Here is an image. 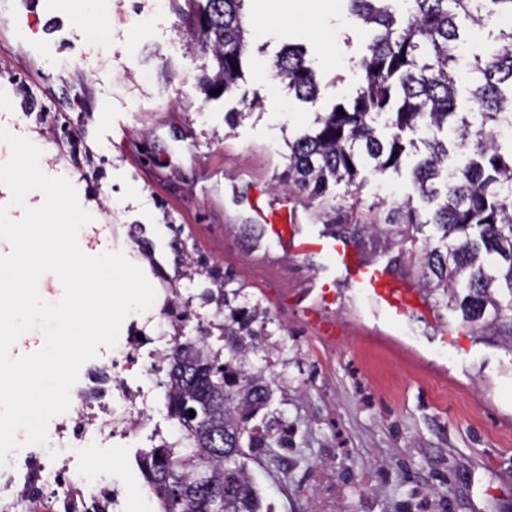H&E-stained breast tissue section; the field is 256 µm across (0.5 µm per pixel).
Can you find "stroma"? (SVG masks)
Wrapping results in <instances>:
<instances>
[{"label": "stroma", "mask_w": 512, "mask_h": 512, "mask_svg": "<svg viewBox=\"0 0 512 512\" xmlns=\"http://www.w3.org/2000/svg\"><path fill=\"white\" fill-rule=\"evenodd\" d=\"M185 0H0V127L43 151L41 170L67 177L94 226L111 225L106 251L121 250L156 290L152 315L176 280L179 340L214 324L201 280L181 273L175 237L228 269L247 302L267 311L265 351L249 370L269 382L256 425L278 420L287 447L260 449L248 462L262 512H317L310 486L323 485L341 512H512V349L504 328L466 332L464 351L442 342L431 321L397 326L376 319L355 293L338 303L343 338L322 342L284 292L318 289L336 272L315 258L286 255L263 234L246 197L293 207L304 229H334L365 259L418 280L423 233L357 238L413 194L408 171L361 170L356 196L344 186L310 197L283 184L288 141L316 114L352 97L370 40L347 0H266L244 5L248 53L237 89L214 99L198 77L209 62L183 20ZM303 45L316 72V102L303 103L274 79L283 46ZM97 55L94 69L84 58ZM238 111L234 124L224 117ZM109 349L79 375L87 401L108 399ZM132 383L152 410L140 445L104 441L105 478L127 512H160L140 471L141 447L179 438L166 409V370L135 367ZM336 468L321 473L328 458Z\"/></svg>", "instance_id": "1"}]
</instances>
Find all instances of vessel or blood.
<instances>
[{
    "label": "vessel or blood",
    "instance_id": "vessel-or-blood-1",
    "mask_svg": "<svg viewBox=\"0 0 512 512\" xmlns=\"http://www.w3.org/2000/svg\"><path fill=\"white\" fill-rule=\"evenodd\" d=\"M254 210L265 236L282 253L301 257L319 255L343 271V280L326 281L316 294L302 296L303 311L322 340H333V307L350 288L368 300L376 316L393 324L412 313L431 311V304L422 299L410 280L394 277L385 266L363 261L350 243L333 236L304 232L293 209L258 204Z\"/></svg>",
    "mask_w": 512,
    "mask_h": 512
}]
</instances>
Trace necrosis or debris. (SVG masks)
I'll list each match as a JSON object with an SVG mask.
<instances>
[{
	"label": "necrosis or debris",
	"mask_w": 512,
	"mask_h": 512,
	"mask_svg": "<svg viewBox=\"0 0 512 512\" xmlns=\"http://www.w3.org/2000/svg\"><path fill=\"white\" fill-rule=\"evenodd\" d=\"M142 342L134 336L121 343L117 355L109 361L112 397L109 401L89 406L78 403L56 423L52 449L56 450L55 467L41 474L40 482L54 484V506L57 512H125L122 500L111 492L99 462H86L85 468L95 473L89 482L72 475L71 461L82 456L84 449L107 439L132 440L138 437L148 417V398L142 388L132 386L128 374L138 363ZM21 473L16 461L0 467V512H34L32 496L19 495L17 481H30Z\"/></svg>",
	"instance_id": "necrosis-or-debris-1"
}]
</instances>
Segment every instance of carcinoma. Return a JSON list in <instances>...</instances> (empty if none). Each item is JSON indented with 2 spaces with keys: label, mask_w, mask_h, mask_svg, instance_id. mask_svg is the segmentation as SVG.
<instances>
[{
  "label": "carcinoma",
  "mask_w": 512,
  "mask_h": 512,
  "mask_svg": "<svg viewBox=\"0 0 512 512\" xmlns=\"http://www.w3.org/2000/svg\"><path fill=\"white\" fill-rule=\"evenodd\" d=\"M186 2L185 21L212 56L213 73L202 81L225 94L242 78L244 0ZM390 2L349 0L351 13L375 28L360 62L362 84L351 102L317 116L315 127L288 145L287 179L322 198L332 181L356 185L362 167L398 173L407 150H425L411 169L425 207L408 201L386 221L416 231L436 226L438 243L425 242L414 259L427 286L449 300L457 288L466 289L460 306L470 324L488 311L512 324V141L504 150L497 140L500 128L512 127V28L499 30L472 62L457 54L459 23L484 26L512 16V0H404L402 20ZM274 67L297 99H317L303 46L288 45ZM463 79L473 84L465 111L457 99ZM176 243L183 264L211 284L204 301L224 309L219 329L226 343L224 353L212 351L205 327L181 357H170L167 411L183 429V441L145 451L140 467L163 512H210L221 491L224 512H261L246 449L267 447L268 437L255 435L247 423L266 404L268 386L246 363L263 331L254 324L266 312L257 303L236 304L241 288H230L233 279L223 268L203 259L197 247ZM188 406L199 415H186ZM199 459L214 476L212 488L197 473ZM176 487L188 491L176 495Z\"/></svg>",
  "instance_id": "cac0c4a2"
}]
</instances>
